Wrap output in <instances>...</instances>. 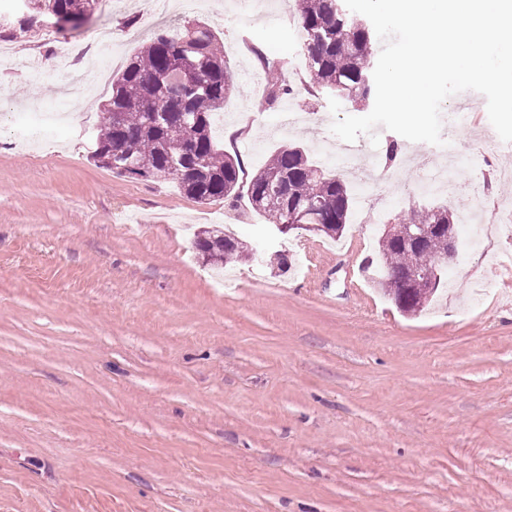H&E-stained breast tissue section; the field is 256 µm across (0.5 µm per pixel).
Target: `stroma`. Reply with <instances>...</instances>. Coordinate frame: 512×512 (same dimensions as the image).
<instances>
[{
  "label": "stroma",
  "mask_w": 512,
  "mask_h": 512,
  "mask_svg": "<svg viewBox=\"0 0 512 512\" xmlns=\"http://www.w3.org/2000/svg\"><path fill=\"white\" fill-rule=\"evenodd\" d=\"M241 0H130L77 33L40 21L8 39L0 71V512H512V236L478 226L512 213V153L487 102L453 138L456 195L421 190L430 144L399 140L397 181L374 221L352 209L340 239L274 236L247 198L200 203L174 180L98 165L112 81L155 30L208 23L235 88L212 121L246 175L280 148L313 163L338 143L328 96L286 70L284 106L316 112L282 135L263 109L271 62L300 53L296 24L252 19ZM98 42L93 82L58 109L72 36ZM38 109L48 133L16 138ZM481 149L480 166L467 161ZM485 200L467 213L471 196ZM448 204L469 254L421 313L403 314L363 270L386 225ZM220 226L259 246L223 269L192 249ZM284 251L280 271L268 260Z\"/></svg>",
  "instance_id": "35a3bbf8"
}]
</instances>
